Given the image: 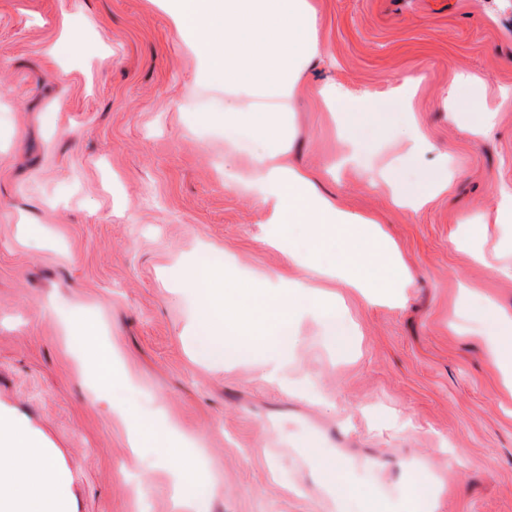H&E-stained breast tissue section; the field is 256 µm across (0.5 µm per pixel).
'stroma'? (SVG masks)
<instances>
[{
    "label": "stroma",
    "instance_id": "35a3bbf8",
    "mask_svg": "<svg viewBox=\"0 0 512 512\" xmlns=\"http://www.w3.org/2000/svg\"><path fill=\"white\" fill-rule=\"evenodd\" d=\"M324 48L302 73L288 159L342 208L379 224L411 286L400 306H368L325 284L336 331L298 326L290 376L266 382L254 359L208 365L186 327L199 302L172 271L207 242L232 255L225 276L285 268L264 241L258 194L231 182L259 145L224 137L235 105L211 81L162 0H0V410L38 435L70 480L69 512H176L172 480L128 446L73 331L99 322L131 383L118 400L162 410L214 484L207 512H397L419 470L435 474L436 512H512V397L479 336L456 326L463 289L512 312V280L457 251L493 191L512 186V0H311ZM78 31V52L49 57ZM460 80L449 86V73ZM413 80L410 109L433 149L399 165L421 185L443 154L458 174L419 212L392 205L379 177L408 125L384 95ZM328 81L378 97L362 168L333 170L336 127L318 95ZM454 94L459 123L443 105ZM497 110L476 140L461 121ZM40 224L43 236L22 227ZM328 450L349 492L333 502L303 453Z\"/></svg>",
    "mask_w": 512,
    "mask_h": 512
}]
</instances>
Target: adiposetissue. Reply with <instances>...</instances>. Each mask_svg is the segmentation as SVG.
Returning a JSON list of instances; mask_svg holds the SVG:
<instances>
[{
    "instance_id": "ef3b65f1",
    "label": "adipose tissue",
    "mask_w": 512,
    "mask_h": 512,
    "mask_svg": "<svg viewBox=\"0 0 512 512\" xmlns=\"http://www.w3.org/2000/svg\"><path fill=\"white\" fill-rule=\"evenodd\" d=\"M165 9L193 40L205 74L223 82L241 98L261 94L262 111L224 115V130L249 128L264 145L241 182L257 186L268 216L267 244L287 261L285 271L257 281L219 280L206 262H184L180 278L200 300L193 331L201 335L205 357L214 364H232L246 357L251 344L262 345L257 361L269 382L299 393L289 378L292 331L301 322L325 320L336 311L318 293L319 278H337L368 304L401 303L409 282L400 263L387 256L384 233L321 194L314 179L283 157L287 151L283 114L299 93V77L320 55L315 13L309 0H165ZM319 95L334 110L336 131L344 144L343 164L356 166L365 146L360 129L370 120L367 99H354L342 84L323 85ZM455 174L440 164L435 175L413 190L404 189L394 166L381 172L398 207L420 210L447 192ZM303 225L306 244L290 227ZM460 315L476 326L498 368L500 386L512 395V314L493 303L462 301ZM77 334L100 384L118 379L111 351L100 344L96 321L80 322ZM131 448H153L160 465L172 471L180 505L200 512L209 486L201 479L180 441L161 417L126 413ZM69 478L40 440L22 422L0 412V512H67Z\"/></svg>"
}]
</instances>
